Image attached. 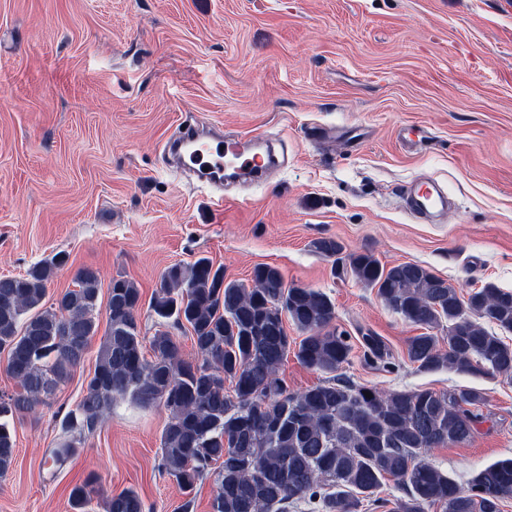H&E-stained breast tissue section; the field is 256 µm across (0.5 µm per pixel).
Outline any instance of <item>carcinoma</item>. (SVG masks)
Instances as JSON below:
<instances>
[{
	"instance_id": "1",
	"label": "carcinoma",
	"mask_w": 512,
	"mask_h": 512,
	"mask_svg": "<svg viewBox=\"0 0 512 512\" xmlns=\"http://www.w3.org/2000/svg\"><path fill=\"white\" fill-rule=\"evenodd\" d=\"M316 252L341 264L403 321L423 329L409 339L407 360L417 370L512 377V345L485 324L512 331V291L487 283L460 290L416 263L389 267L370 251L341 257L333 238ZM66 264L57 254L24 274L0 277V350L17 389L0 395V477L12 469L16 424L52 388L67 381L93 340L99 347L92 377L62 421L50 449L53 465L128 399L167 412L158 468L188 492L215 472L212 512H362L391 480L403 494L389 512H501L512 498V457L479 471L463 487L423 453L469 442L486 420L487 399L475 389L386 391L356 384L340 371L354 353L352 336L335 325V304L318 288L289 286L274 265L256 266L249 283L228 281L207 257L174 265L161 276L148 310L155 332L143 334L142 294L122 276L112 279L105 306L101 280L79 268L74 287L49 301L48 285ZM107 327L98 336L100 314ZM301 332L294 341L284 326ZM186 328L194 356H184L173 330ZM446 330L445 336L437 330ZM363 360L395 369L383 339L361 334ZM326 379L297 392L279 377L290 351ZM232 392L224 391V382ZM94 481L72 487L71 512H89ZM101 512H148L134 489L100 498Z\"/></svg>"
}]
</instances>
